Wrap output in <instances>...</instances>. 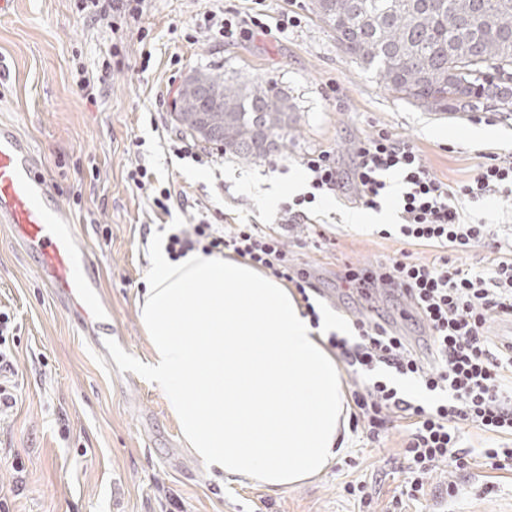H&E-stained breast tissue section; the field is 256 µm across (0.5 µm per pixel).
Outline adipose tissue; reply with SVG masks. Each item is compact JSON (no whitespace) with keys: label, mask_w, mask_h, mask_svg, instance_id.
<instances>
[{"label":"adipose tissue","mask_w":512,"mask_h":512,"mask_svg":"<svg viewBox=\"0 0 512 512\" xmlns=\"http://www.w3.org/2000/svg\"><path fill=\"white\" fill-rule=\"evenodd\" d=\"M138 319V370L163 393L181 437L208 469L276 492L321 474L348 433L346 391L282 282L243 259L153 254Z\"/></svg>","instance_id":"adipose-tissue-1"}]
</instances>
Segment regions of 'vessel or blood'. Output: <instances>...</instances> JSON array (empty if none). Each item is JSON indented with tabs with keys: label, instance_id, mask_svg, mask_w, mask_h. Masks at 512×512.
I'll list each match as a JSON object with an SVG mask.
<instances>
[{
	"label": "vessel or blood",
	"instance_id": "b4317fda",
	"mask_svg": "<svg viewBox=\"0 0 512 512\" xmlns=\"http://www.w3.org/2000/svg\"><path fill=\"white\" fill-rule=\"evenodd\" d=\"M31 144L13 127L0 124V222L34 255L43 280L87 333L107 314L96 277L81 267L88 253L77 225L51 202L47 179L36 171Z\"/></svg>",
	"mask_w": 512,
	"mask_h": 512
}]
</instances>
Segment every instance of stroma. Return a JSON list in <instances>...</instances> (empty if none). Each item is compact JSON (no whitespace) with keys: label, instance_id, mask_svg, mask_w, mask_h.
I'll use <instances>...</instances> for the list:
<instances>
[{"label":"stroma","instance_id":"obj_1","mask_svg":"<svg viewBox=\"0 0 512 512\" xmlns=\"http://www.w3.org/2000/svg\"><path fill=\"white\" fill-rule=\"evenodd\" d=\"M312 3L266 0L268 32L234 44L198 33L208 0H150L139 22L117 31L112 17L90 19L86 0H15L0 15V122L31 143L54 200L81 226L109 310L97 339L85 336L0 223V309L15 318L20 384L15 410L0 418V497L11 512H397L390 501L403 479L400 428L378 443L351 434L324 473L293 488L223 484L185 447L162 392L134 367L149 354L137 304L160 235L203 217L280 223L282 207L262 203L261 190L305 178L301 157L334 148L343 189L310 213L334 244L324 254L293 235L288 243L313 266L323 311L347 325L363 306L341 280L346 264L432 255L381 238L376 225L348 223L361 210L356 143L388 129L447 182L469 179L482 155L512 152V112L484 101L450 112L401 99L340 51ZM290 10L300 25L275 30ZM197 69L287 95L296 124L286 148L251 162L223 153L197 163L169 152L170 138L183 132L170 104ZM83 78L93 97L79 91ZM143 158L175 192L167 215L156 216L127 178ZM17 460L23 472L13 469ZM359 481L372 489L370 504L344 491ZM451 483L459 488L452 498ZM443 500L447 512H512V468L438 466L426 496L398 512H434Z\"/></svg>","mask_w":512,"mask_h":512}]
</instances>
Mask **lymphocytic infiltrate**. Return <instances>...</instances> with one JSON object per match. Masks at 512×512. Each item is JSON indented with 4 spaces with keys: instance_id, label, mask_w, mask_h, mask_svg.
I'll list each match as a JSON object with an SVG mask.
<instances>
[{
    "instance_id": "f902f5d3",
    "label": "lymphocytic infiltrate",
    "mask_w": 512,
    "mask_h": 512,
    "mask_svg": "<svg viewBox=\"0 0 512 512\" xmlns=\"http://www.w3.org/2000/svg\"><path fill=\"white\" fill-rule=\"evenodd\" d=\"M251 2L252 12L243 16L220 8L207 10L200 30L227 43L265 30L264 0ZM301 164L310 190L285 207L284 220L289 224L307 220L308 204L341 186L334 149L307 153ZM389 171L401 176L404 187L400 235L432 248L433 256L424 262L392 257L368 267H350L344 279L362 292L386 285L402 289L414 317L427 329L426 349L433 363L425 365L406 338L379 318H356L354 339L332 334L327 344L358 379L350 392L352 424L363 425L368 439L376 441L394 420L404 421L408 467L400 493L416 500L423 497L439 464L460 471L478 455L498 469L512 465V351L500 349L487 335L491 317H512V240L492 239L488 225L474 221L460 204L464 198H512V156L489 155L471 179L446 183L430 173L409 142L381 129L356 149L359 203L378 208L387 193L384 175ZM285 238L284 232L271 226L202 219L170 233L166 251L174 260L192 251L240 257L292 283L306 315L319 323L311 300L319 289L309 265L290 257ZM485 243L490 246L487 268L475 270L453 261V254ZM380 370L420 383L435 393V401L425 405L412 400L386 379L362 384V376ZM470 428L496 436V444L476 452L463 447Z\"/></svg>"
}]
</instances>
